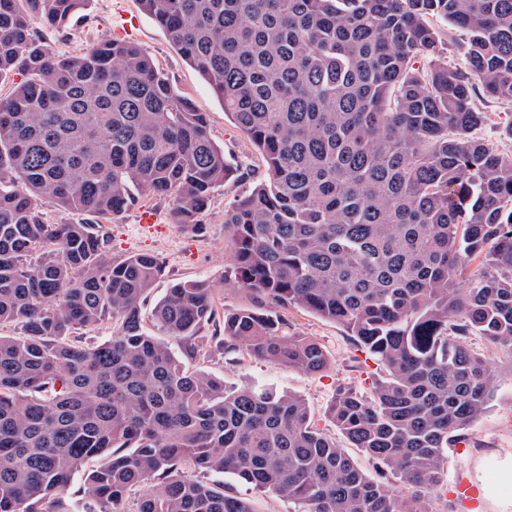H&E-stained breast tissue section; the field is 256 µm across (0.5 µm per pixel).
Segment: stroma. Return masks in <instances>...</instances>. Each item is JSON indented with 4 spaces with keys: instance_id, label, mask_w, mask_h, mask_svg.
I'll list each match as a JSON object with an SVG mask.
<instances>
[{
    "instance_id": "obj_1",
    "label": "stroma",
    "mask_w": 512,
    "mask_h": 512,
    "mask_svg": "<svg viewBox=\"0 0 512 512\" xmlns=\"http://www.w3.org/2000/svg\"><path fill=\"white\" fill-rule=\"evenodd\" d=\"M120 9L137 15L139 27L134 43L155 59L177 91L192 98L207 113L213 139L239 173L214 191L210 209L194 230L173 223L170 200L141 194L136 208L103 224L112 259L149 253L163 263L165 274L155 282L143 305L144 313H151L173 283L204 279L216 290L220 313L249 310L269 315L284 323L288 333L316 341L326 352L329 365L314 375L275 366L242 352L212 353L192 362L191 368L221 379L229 387L255 385L297 395L307 402L317 426L328 435H336L326 410L337 390L351 386L369 393L380 368L341 325L298 305H276L267 296L236 284L234 250L224 228V209L235 198L247 194L264 171L260 155L247 136L225 116L223 104L199 73L182 59L163 30L141 14L138 0H89L86 10L73 17L65 28H45L37 18L32 26L52 51L69 55L85 44L111 38L112 21ZM143 208L157 212L158 224H139L138 215ZM467 343L489 362L494 379L489 385L484 414L467 427L463 441L448 450L444 481L452 485L464 479L478 485L481 500L477 512H512V352L478 335L468 337Z\"/></svg>"
}]
</instances>
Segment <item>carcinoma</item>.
<instances>
[{"instance_id":"cac0c4a2","label":"carcinoma","mask_w":512,"mask_h":512,"mask_svg":"<svg viewBox=\"0 0 512 512\" xmlns=\"http://www.w3.org/2000/svg\"><path fill=\"white\" fill-rule=\"evenodd\" d=\"M87 0H0V512H253L209 473L300 512H429L448 445L486 409L493 372L464 342L512 352V154L478 137L482 98L512 102V0H139L260 154L265 178L224 213L236 282L342 325L386 376L344 388L336 430L402 489L362 473L304 399L192 372L203 329L224 348L318 374L323 348L253 312L219 319L215 289L116 261L89 223L136 190L191 228L235 172L207 113L139 45L55 55L30 17L66 27ZM462 30L464 68L430 22ZM40 253L33 265L28 258ZM480 269L461 284L465 266ZM105 321L112 335L75 333Z\"/></svg>"}]
</instances>
